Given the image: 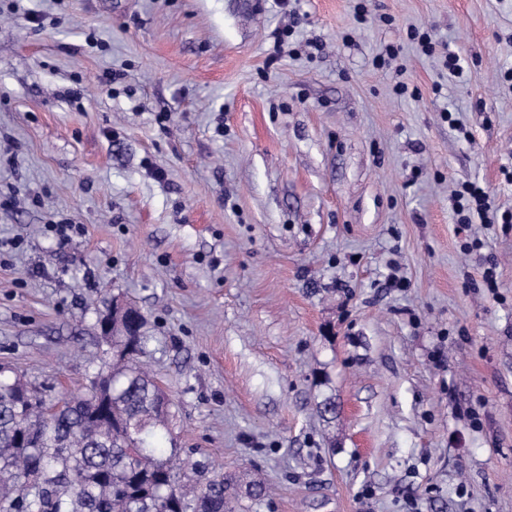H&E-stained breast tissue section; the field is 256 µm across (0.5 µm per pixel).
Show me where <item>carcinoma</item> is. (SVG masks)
<instances>
[{"mask_svg":"<svg viewBox=\"0 0 512 512\" xmlns=\"http://www.w3.org/2000/svg\"><path fill=\"white\" fill-rule=\"evenodd\" d=\"M145 324L112 298V360H90L112 372L108 405L92 387L53 411L36 390L20 406L28 384L0 373V512H242L243 499L265 495L243 471L215 472L154 445L171 410L159 409L165 395L140 361Z\"/></svg>","mask_w":512,"mask_h":512,"instance_id":"carcinoma-1","label":"carcinoma"}]
</instances>
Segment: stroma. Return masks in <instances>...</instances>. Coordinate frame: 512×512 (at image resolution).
I'll return each mask as SVG.
<instances>
[{"label": "stroma", "mask_w": 512, "mask_h": 512, "mask_svg": "<svg viewBox=\"0 0 512 512\" xmlns=\"http://www.w3.org/2000/svg\"><path fill=\"white\" fill-rule=\"evenodd\" d=\"M506 166L512 0H0V368L84 390L116 295L245 512H512ZM489 195L485 188L476 183H465L453 195V209L457 224H473L475 214L484 218L488 210Z\"/></svg>", "instance_id": "stroma-1"}]
</instances>
